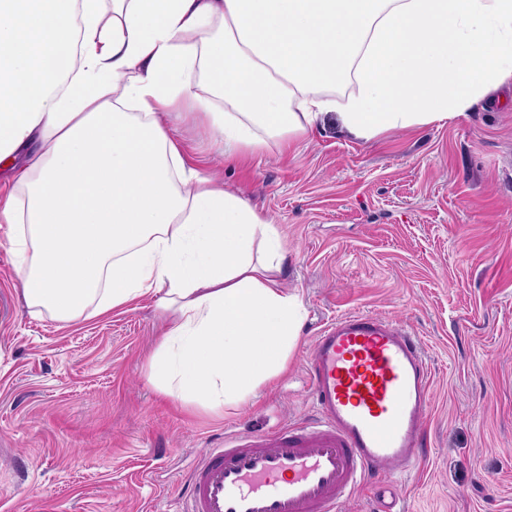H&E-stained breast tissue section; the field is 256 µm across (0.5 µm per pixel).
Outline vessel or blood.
Returning a JSON list of instances; mask_svg holds the SVG:
<instances>
[{"label":"vessel or blood","mask_w":512,"mask_h":512,"mask_svg":"<svg viewBox=\"0 0 512 512\" xmlns=\"http://www.w3.org/2000/svg\"><path fill=\"white\" fill-rule=\"evenodd\" d=\"M308 378L316 421L212 449L189 473L185 512H337L380 468L427 457L432 373L406 325L336 318L315 338Z\"/></svg>","instance_id":"1"}]
</instances>
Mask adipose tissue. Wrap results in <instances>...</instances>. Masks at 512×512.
Segmentation results:
<instances>
[{
  "instance_id": "ef3b65f1",
  "label": "adipose tissue",
  "mask_w": 512,
  "mask_h": 512,
  "mask_svg": "<svg viewBox=\"0 0 512 512\" xmlns=\"http://www.w3.org/2000/svg\"><path fill=\"white\" fill-rule=\"evenodd\" d=\"M512 83V0H0V201L32 313L77 323L152 301L164 395L214 413L283 373L304 314L275 225L188 168L167 125L230 154L328 114L372 141L466 115ZM35 143L23 146L17 153L14 168H2L0 165V196H5L12 189L15 173L25 166L28 154L34 149Z\"/></svg>"
}]
</instances>
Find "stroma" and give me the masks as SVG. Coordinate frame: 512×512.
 I'll list each match as a JSON object with an SVG mask.
<instances>
[{
  "instance_id": "35a3bbf8",
  "label": "stroma",
  "mask_w": 512,
  "mask_h": 512,
  "mask_svg": "<svg viewBox=\"0 0 512 512\" xmlns=\"http://www.w3.org/2000/svg\"><path fill=\"white\" fill-rule=\"evenodd\" d=\"M169 124L187 167L242 191L285 240L306 317L286 371L223 416L148 380L150 302L64 324L30 314L0 244V512H181L191 465L225 441L313 421L320 330L370 311L407 322L433 374L431 452L383 470L341 512H512V93L366 142L329 116L297 151L232 162L202 119Z\"/></svg>"
}]
</instances>
